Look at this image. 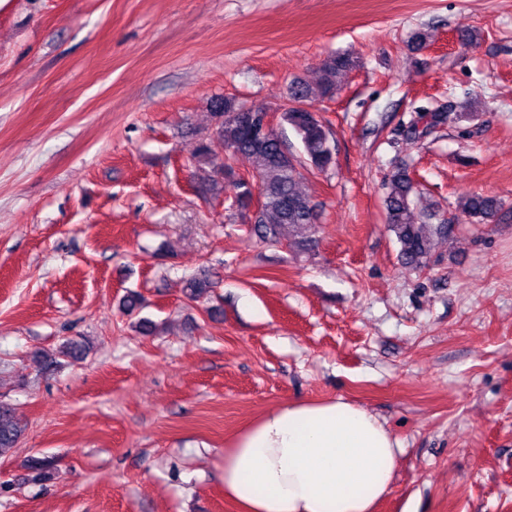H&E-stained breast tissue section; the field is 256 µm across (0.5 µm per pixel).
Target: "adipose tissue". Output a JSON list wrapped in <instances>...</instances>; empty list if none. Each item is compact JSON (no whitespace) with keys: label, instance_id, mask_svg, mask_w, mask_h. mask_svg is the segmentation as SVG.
Segmentation results:
<instances>
[{"label":"adipose tissue","instance_id":"ef3b65f1","mask_svg":"<svg viewBox=\"0 0 512 512\" xmlns=\"http://www.w3.org/2000/svg\"><path fill=\"white\" fill-rule=\"evenodd\" d=\"M397 450L388 430L342 400L264 412L224 451V496L239 512H375Z\"/></svg>","mask_w":512,"mask_h":512}]
</instances>
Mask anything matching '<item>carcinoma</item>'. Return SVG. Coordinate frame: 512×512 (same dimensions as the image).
<instances>
[{
    "label": "carcinoma",
    "mask_w": 512,
    "mask_h": 512,
    "mask_svg": "<svg viewBox=\"0 0 512 512\" xmlns=\"http://www.w3.org/2000/svg\"><path fill=\"white\" fill-rule=\"evenodd\" d=\"M355 65L356 61L348 54L333 55L322 64L320 81L316 86L301 81L292 84L288 104L283 106L280 114V126L289 127L299 140L302 146L299 156L293 152L284 133L252 134L241 120L240 108L236 104L223 98L212 101L218 139L231 154L245 155L253 161L262 204L250 220L251 231L259 241L279 244L289 239L305 249L312 245L311 233L314 225L319 223L320 213L318 205L300 190L298 167L304 165L324 172L334 161V149L329 129L307 111L306 105L312 101L333 99L338 90L336 77L352 71ZM451 111V104L446 112L417 107L402 132L410 140H419L447 123ZM217 175L234 184L237 189L236 206L242 211H249L253 199L245 179L227 163L217 170ZM418 193V183L406 164L385 183L388 229L400 245V261L421 270L430 264L435 241L451 237L455 225L447 221L429 224L416 215L414 197ZM457 208L478 221H487L501 208V202L480 193H463L458 197ZM215 287L216 283L203 271L187 279L186 295L193 301H199L208 298ZM85 351L84 342L70 339L59 347L56 357L77 362ZM21 432L15 408L0 402V456L15 447ZM30 468L36 472L37 479L46 480L53 474L54 461L48 457L33 458Z\"/></svg>",
    "instance_id": "carcinoma-1"
}]
</instances>
